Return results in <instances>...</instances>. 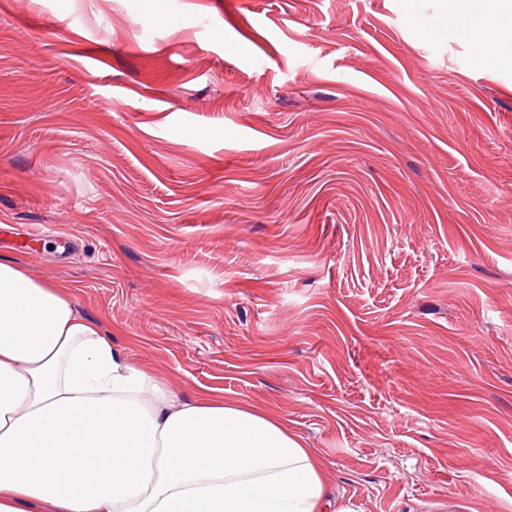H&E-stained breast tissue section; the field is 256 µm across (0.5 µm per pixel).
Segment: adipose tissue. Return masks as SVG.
Masks as SVG:
<instances>
[{
  "label": "adipose tissue",
  "instance_id": "obj_1",
  "mask_svg": "<svg viewBox=\"0 0 512 512\" xmlns=\"http://www.w3.org/2000/svg\"><path fill=\"white\" fill-rule=\"evenodd\" d=\"M487 62L512 0H442ZM71 286L0 260V512H354L276 415L182 400L127 362Z\"/></svg>",
  "mask_w": 512,
  "mask_h": 512
}]
</instances>
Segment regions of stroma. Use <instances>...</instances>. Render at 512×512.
<instances>
[{
	"instance_id": "obj_1",
	"label": "stroma",
	"mask_w": 512,
	"mask_h": 512,
	"mask_svg": "<svg viewBox=\"0 0 512 512\" xmlns=\"http://www.w3.org/2000/svg\"><path fill=\"white\" fill-rule=\"evenodd\" d=\"M405 1L0 0V258L357 512H512V62Z\"/></svg>"
}]
</instances>
